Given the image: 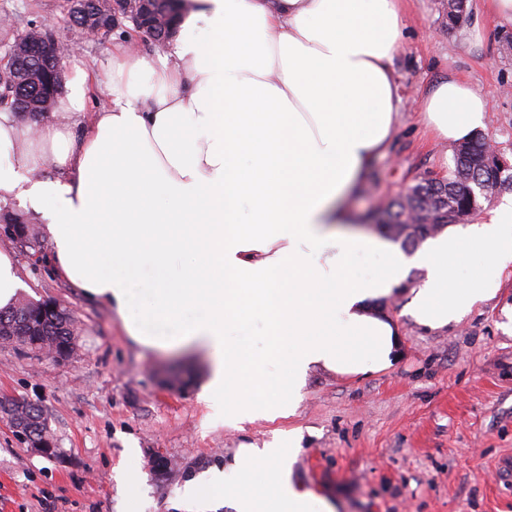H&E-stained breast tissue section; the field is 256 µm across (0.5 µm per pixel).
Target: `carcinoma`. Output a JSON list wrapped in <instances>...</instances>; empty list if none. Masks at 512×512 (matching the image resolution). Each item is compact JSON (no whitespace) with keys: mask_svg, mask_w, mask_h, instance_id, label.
I'll return each instance as SVG.
<instances>
[{"mask_svg":"<svg viewBox=\"0 0 512 512\" xmlns=\"http://www.w3.org/2000/svg\"><path fill=\"white\" fill-rule=\"evenodd\" d=\"M30 29L19 30L12 19L0 27V42L25 40ZM61 86L53 71L37 56L25 62V83L19 86L27 98V107L34 111L48 102L55 104ZM497 149L484 134L477 132L460 143L455 151L454 168L436 181L420 179L409 193H401L384 205L364 212L365 223L401 243L406 250L416 248L450 224H460L481 209V200L472 198L471 190L481 185L487 196L499 194L493 159ZM24 335L23 348L40 351L54 345L74 352L77 331L65 309L54 313L43 311V304L23 300L8 311L0 310V338ZM25 416L37 437L50 433L48 420L36 405L28 403Z\"/></svg>","mask_w":512,"mask_h":512,"instance_id":"1","label":"carcinoma"}]
</instances>
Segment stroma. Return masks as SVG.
Returning <instances> with one entry per match:
<instances>
[{"label":"stroma","mask_w":512,"mask_h":512,"mask_svg":"<svg viewBox=\"0 0 512 512\" xmlns=\"http://www.w3.org/2000/svg\"><path fill=\"white\" fill-rule=\"evenodd\" d=\"M467 7L466 20L451 29L442 0H411L392 60L402 123L392 152L350 196L354 209L397 196L421 176H442L456 145L433 138L418 116L442 78L485 97L484 133L512 156V53L501 49L512 21L489 11L486 0ZM5 14L73 33L65 0H0ZM76 36L81 47L65 72L97 65L102 86L88 101L93 111L108 98L112 42ZM0 213L30 224L39 241L18 263L22 299L57 302L78 330L76 350L59 362L0 346V397L41 407L60 445L57 456L35 454L0 419V512H127L117 472L132 448L144 475L138 512H188L181 500L188 479L230 469L240 445L261 447L294 429L303 433L295 485L331 499L336 512H512V481L500 472L512 459V335L503 329L512 314V265L493 299L437 331L405 313L409 290L425 279L410 268L386 305L402 340L390 369L362 378L314 370L293 415L232 426L199 398L205 353L155 354L135 345L107 302L55 275L44 217L12 203H1ZM159 453L172 462L164 474L152 465Z\"/></svg>","instance_id":"35a3bbf8"}]
</instances>
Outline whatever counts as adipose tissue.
Returning <instances> with one entry per match:
<instances>
[{"mask_svg": "<svg viewBox=\"0 0 512 512\" xmlns=\"http://www.w3.org/2000/svg\"><path fill=\"white\" fill-rule=\"evenodd\" d=\"M169 49H112V93L87 101L98 75L65 84L56 121L0 113V200L49 222L58 274L105 299L151 351L212 356L202 399L228 422L293 414L310 370L364 376L392 366L401 332L386 312L408 266L425 272L408 312L437 330L500 288L512 263V202L413 255L385 235L347 233L345 197L389 153L402 98L391 69L404 0H199ZM485 103L454 77L421 102L425 126L459 142ZM65 181L21 169L43 159ZM364 252L374 272L354 269ZM300 431L242 445L232 473L187 481L193 512H334L291 474Z\"/></svg>", "mask_w": 512, "mask_h": 512, "instance_id": "adipose-tissue-1", "label": "adipose tissue"}]
</instances>
